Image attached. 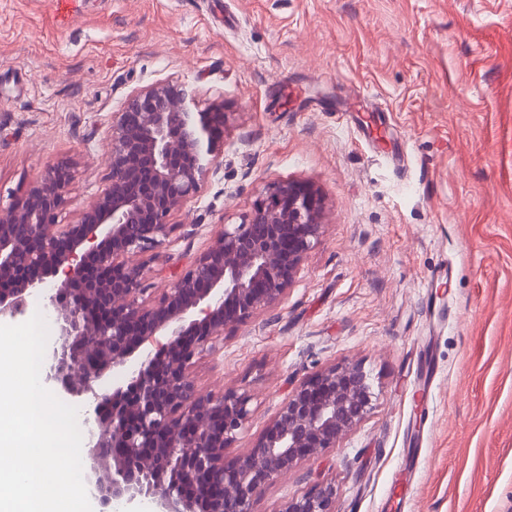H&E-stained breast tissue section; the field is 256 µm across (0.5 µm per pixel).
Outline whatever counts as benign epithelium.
<instances>
[{
	"instance_id": "benign-epithelium-1",
	"label": "benign epithelium",
	"mask_w": 512,
	"mask_h": 512,
	"mask_svg": "<svg viewBox=\"0 0 512 512\" xmlns=\"http://www.w3.org/2000/svg\"><path fill=\"white\" fill-rule=\"evenodd\" d=\"M196 97L173 79L127 96L112 113L109 185L75 222L58 223L71 178L64 160L0 208V323L43 297L62 339L46 347L43 383L92 424L83 480L100 512L143 501L154 512H253L277 478L336 447L371 404L361 365H332L298 383L250 450L232 456L251 395L203 391L190 373L287 294L323 228L308 187L269 184L241 223L217 225L158 304L141 300L143 254L176 232L170 217L223 165L224 113L198 109ZM115 370L126 384L108 391ZM278 512H336V482Z\"/></svg>"
}]
</instances>
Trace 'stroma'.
Here are the masks:
<instances>
[{
	"instance_id": "35a3bbf8",
	"label": "stroma",
	"mask_w": 512,
	"mask_h": 512,
	"mask_svg": "<svg viewBox=\"0 0 512 512\" xmlns=\"http://www.w3.org/2000/svg\"><path fill=\"white\" fill-rule=\"evenodd\" d=\"M167 78L222 104L223 167L146 253L147 303L267 184L309 185L323 205L276 310L191 367L202 390L251 395L237 452L321 369L359 362L372 395L253 512L326 479L336 512H512V0H78L65 17L55 0H0V207L65 159L59 221H75L108 185L113 113Z\"/></svg>"
}]
</instances>
